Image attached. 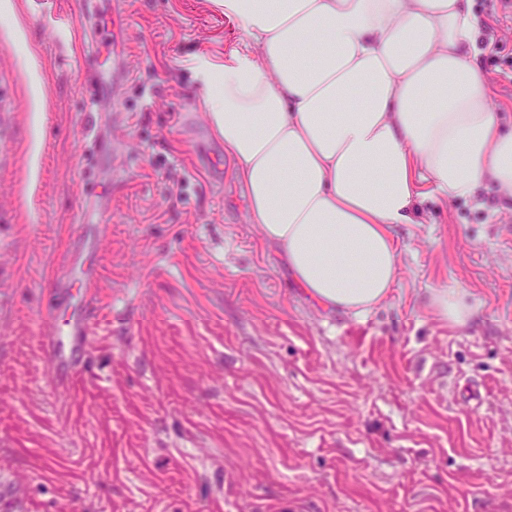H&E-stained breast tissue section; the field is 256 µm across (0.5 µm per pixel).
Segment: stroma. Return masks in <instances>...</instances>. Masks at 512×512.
Here are the masks:
<instances>
[{"label":"stroma","instance_id":"35a3bbf8","mask_svg":"<svg viewBox=\"0 0 512 512\" xmlns=\"http://www.w3.org/2000/svg\"><path fill=\"white\" fill-rule=\"evenodd\" d=\"M243 38L214 0H0V469L25 512H512V210L424 198L388 301L322 309L205 117ZM73 251L95 315L63 388L42 317ZM434 312L448 325L464 328L471 325L479 317V307L468 299V295L458 290L439 288L430 299Z\"/></svg>","mask_w":512,"mask_h":512}]
</instances>
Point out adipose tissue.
<instances>
[{"mask_svg": "<svg viewBox=\"0 0 512 512\" xmlns=\"http://www.w3.org/2000/svg\"><path fill=\"white\" fill-rule=\"evenodd\" d=\"M247 36L205 72L213 131L248 213L310 300L365 317L390 297L425 187L512 207V133L478 62L470 0H220ZM450 326L466 293L430 299Z\"/></svg>", "mask_w": 512, "mask_h": 512, "instance_id": "1", "label": "adipose tissue"}]
</instances>
